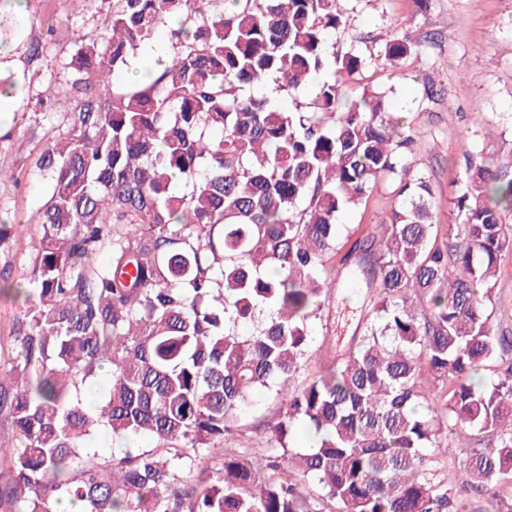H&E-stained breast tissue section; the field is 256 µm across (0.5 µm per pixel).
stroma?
Masks as SVG:
<instances>
[{
  "label": "stroma",
  "instance_id": "35a3bbf8",
  "mask_svg": "<svg viewBox=\"0 0 512 512\" xmlns=\"http://www.w3.org/2000/svg\"><path fill=\"white\" fill-rule=\"evenodd\" d=\"M348 34L332 33L328 44L344 53L358 49L376 54L393 28L404 27L421 44L417 58L404 66V79L368 66L360 81L373 86L394 85L389 104L404 116L419 139L416 169L430 176L440 227L454 222L452 179L463 163L469 142L487 146L498 164H512V0H344ZM112 9V0H0V77L14 82L13 111L0 113V125L13 129L11 141L0 144V168L19 179L18 186L0 185V210L11 213L20 231L9 251L0 254L17 279H28L32 268L29 241L40 233L30 223L47 192V184L32 165L64 127L74 106L67 65L79 48L81 34L96 33ZM395 204L386 186H378L366 202L339 214L341 233L360 239L377 232ZM336 288L311 322L310 357L296 377L304 383L338 363L353 336L372 312L371 296L349 265L333 257L327 265ZM494 328L512 334V253L498 267ZM283 410L274 392L263 390L237 417L225 434L221 450L202 456L182 473L188 484H200L221 468L227 457L274 454L270 423Z\"/></svg>",
  "mask_w": 512,
  "mask_h": 512
}]
</instances>
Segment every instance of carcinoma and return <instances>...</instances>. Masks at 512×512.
<instances>
[{
    "label": "carcinoma",
    "instance_id": "carcinoma-1",
    "mask_svg": "<svg viewBox=\"0 0 512 512\" xmlns=\"http://www.w3.org/2000/svg\"><path fill=\"white\" fill-rule=\"evenodd\" d=\"M343 0H112L101 32L78 37L65 130L34 159L48 194L31 224L17 354L0 370V439L15 512H459L434 466L463 449L471 486L512 512V337L494 329L495 273L512 253V171L467 160L453 178L457 222L438 241L435 192L414 170L417 140L392 118V89L357 76H404L420 44L402 30L368 59L329 49ZM171 51L153 77L120 91L158 26ZM324 70L314 109L281 108L255 90L294 94ZM398 206L380 234L355 241L372 315L336 366L297 389L311 320L335 287L336 218L379 183ZM19 225L0 216V252ZM105 260H98L99 256ZM256 325L249 335L238 327ZM501 370L477 377L488 362ZM93 409L85 393L102 369ZM432 377L421 386L422 370ZM276 388L279 457L224 459L199 492L180 472L224 442L239 410ZM317 447L291 452L293 427ZM112 439L149 437L99 460ZM299 475L318 485L310 496Z\"/></svg>",
    "mask_w": 512,
    "mask_h": 512
}]
</instances>
